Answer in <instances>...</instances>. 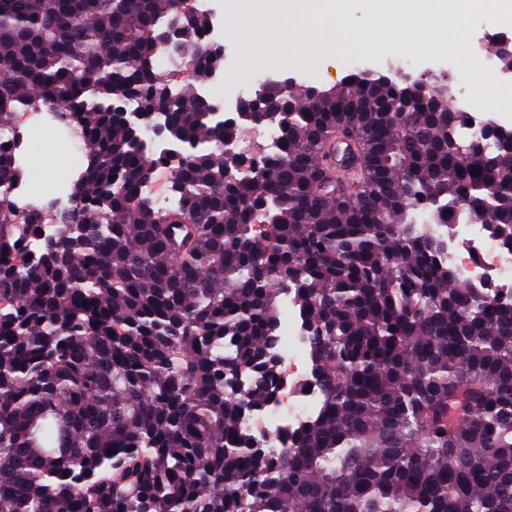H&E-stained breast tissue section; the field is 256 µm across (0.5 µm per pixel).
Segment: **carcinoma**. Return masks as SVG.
I'll return each mask as SVG.
<instances>
[{
  "label": "carcinoma",
  "instance_id": "cac0c4a2",
  "mask_svg": "<svg viewBox=\"0 0 512 512\" xmlns=\"http://www.w3.org/2000/svg\"><path fill=\"white\" fill-rule=\"evenodd\" d=\"M173 18L178 55L223 65L189 0H0V126L54 99L88 149L69 235L0 198V512H512V298L462 285L440 233L512 244V154L357 73L302 102L272 85L281 150L242 181L241 125L157 71ZM114 102L211 144L174 168L177 207L137 195L168 161ZM285 294L324 400L276 452L244 421L274 396Z\"/></svg>",
  "mask_w": 512,
  "mask_h": 512
}]
</instances>
